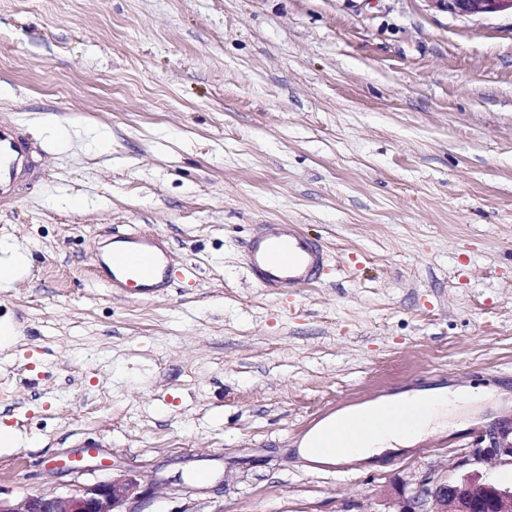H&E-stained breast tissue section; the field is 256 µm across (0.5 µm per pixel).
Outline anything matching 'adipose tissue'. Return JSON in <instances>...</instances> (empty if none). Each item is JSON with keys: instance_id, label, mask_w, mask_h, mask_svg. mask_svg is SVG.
<instances>
[{"instance_id": "obj_1", "label": "adipose tissue", "mask_w": 512, "mask_h": 512, "mask_svg": "<svg viewBox=\"0 0 512 512\" xmlns=\"http://www.w3.org/2000/svg\"><path fill=\"white\" fill-rule=\"evenodd\" d=\"M488 398V392L482 388L463 391L440 388L424 392L417 398L402 393L359 407L355 412H338L331 416L326 427L342 429L344 422L357 414L370 418V429L360 446L351 453L354 459L367 460L388 451L415 446L425 436L447 429L464 410Z\"/></svg>"}]
</instances>
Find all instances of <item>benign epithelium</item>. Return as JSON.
<instances>
[{
  "mask_svg": "<svg viewBox=\"0 0 512 512\" xmlns=\"http://www.w3.org/2000/svg\"><path fill=\"white\" fill-rule=\"evenodd\" d=\"M435 11L462 18H479L492 14L512 15V0H424ZM504 455L512 458V441L495 434L491 446L475 448L473 460ZM139 482L132 477L78 485L66 497L28 493L14 502L0 497V512H124L129 500L140 499ZM385 512H512V488L486 481L472 473L448 481L425 475L415 481L410 494L382 492Z\"/></svg>",
  "mask_w": 512,
  "mask_h": 512,
  "instance_id": "1",
  "label": "benign epithelium"
}]
</instances>
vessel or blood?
Masks as SVG:
<instances>
[{"instance_id": "1", "label": "vessel or blood", "mask_w": 512, "mask_h": 512, "mask_svg": "<svg viewBox=\"0 0 512 512\" xmlns=\"http://www.w3.org/2000/svg\"><path fill=\"white\" fill-rule=\"evenodd\" d=\"M41 147L14 123L0 120V207L13 205L37 178ZM102 263L104 281L151 295L167 287L171 264L163 245L146 234H116ZM244 265L252 281L269 290L302 288L320 281L327 266L323 245L298 224H256L244 243Z\"/></svg>"}]
</instances>
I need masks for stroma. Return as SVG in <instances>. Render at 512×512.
Instances as JSON below:
<instances>
[{
	"label": "stroma",
	"mask_w": 512,
	"mask_h": 512,
	"mask_svg": "<svg viewBox=\"0 0 512 512\" xmlns=\"http://www.w3.org/2000/svg\"><path fill=\"white\" fill-rule=\"evenodd\" d=\"M0 117L44 173L0 242V493L122 476L138 512H382L380 492L479 471L499 427L377 466H310L298 428L370 392L470 387L512 403V17L424 0H0ZM255 224H299L321 283L257 287ZM159 238L177 278L99 283L113 232ZM98 447H82L84 438ZM0 288H8L10 283L27 267L28 259L23 252L0 246Z\"/></svg>",
	"instance_id": "1"
}]
</instances>
